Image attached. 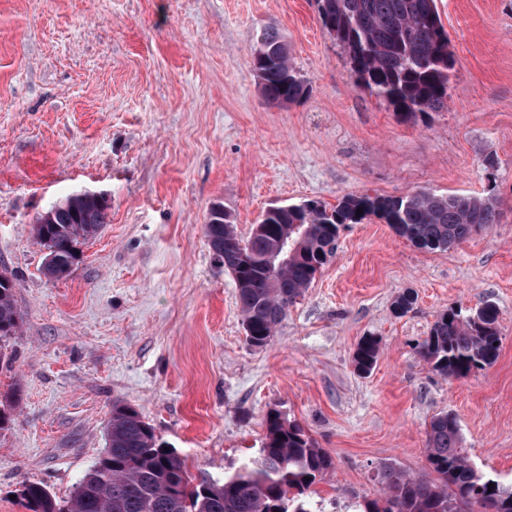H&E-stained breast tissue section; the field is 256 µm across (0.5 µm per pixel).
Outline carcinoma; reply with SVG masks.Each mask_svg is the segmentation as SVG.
I'll list each match as a JSON object with an SVG mask.
<instances>
[{
    "label": "carcinoma",
    "instance_id": "cac0c4a2",
    "mask_svg": "<svg viewBox=\"0 0 512 512\" xmlns=\"http://www.w3.org/2000/svg\"><path fill=\"white\" fill-rule=\"evenodd\" d=\"M323 27L344 49L356 84L382 98L406 121L446 107L456 60L436 0H315ZM252 68L264 102L287 107L303 101L309 86L293 67L286 35L265 26L255 37ZM362 213H357V209ZM106 200L71 195L43 215L35 227L47 250L44 275L68 276L80 246L108 223ZM376 217L419 248L447 250L488 224L500 222L494 197L440 195H346L330 206L317 199L273 205L259 229L239 236L223 205L210 209L204 233L215 261L233 275L247 339L265 346L287 314L330 260L342 228ZM288 235L293 255L274 269L265 258ZM21 317L13 281L0 270V341L14 335ZM498 309L487 303L464 314L441 312L420 345L433 371L465 378L495 362L500 349ZM380 339L358 343L357 371L370 372ZM262 448L222 479L193 480L175 449L130 405L115 404L107 424L108 448L81 477L73 494L59 498L40 482L21 483L27 512H312L309 497L332 460L296 421L273 409L265 419ZM427 462L436 478L411 477L391 467L378 473L381 500L354 505L353 512H512V482L482 472L464 447L454 413L430 421ZM493 491H488V485Z\"/></svg>",
    "mask_w": 512,
    "mask_h": 512
}]
</instances>
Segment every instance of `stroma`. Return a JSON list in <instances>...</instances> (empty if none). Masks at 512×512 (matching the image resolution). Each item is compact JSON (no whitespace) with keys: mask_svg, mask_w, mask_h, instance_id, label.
<instances>
[{"mask_svg":"<svg viewBox=\"0 0 512 512\" xmlns=\"http://www.w3.org/2000/svg\"><path fill=\"white\" fill-rule=\"evenodd\" d=\"M456 65L448 106L414 122L356 87L314 0H0V267L19 331L0 342V512L22 482L69 496L103 452L112 406L136 408L191 476L257 454L268 411L333 459L314 512L382 498L386 466L428 475L432 417L455 414L473 462L512 480V0H436ZM288 35L308 97L267 106L259 28ZM494 195L499 223L428 251L372 218L251 346L233 277L204 225L212 205L249 236L274 203L347 194ZM105 193L109 222L51 283L35 225ZM416 301L404 315L393 303ZM496 305L497 360L447 378L421 357L436 316ZM375 368L358 373L360 338ZM380 342L376 336H365L360 340L354 356L359 373L366 374L373 369L379 355Z\"/></svg>","mask_w":512,"mask_h":512,"instance_id":"stroma-1","label":"stroma"}]
</instances>
